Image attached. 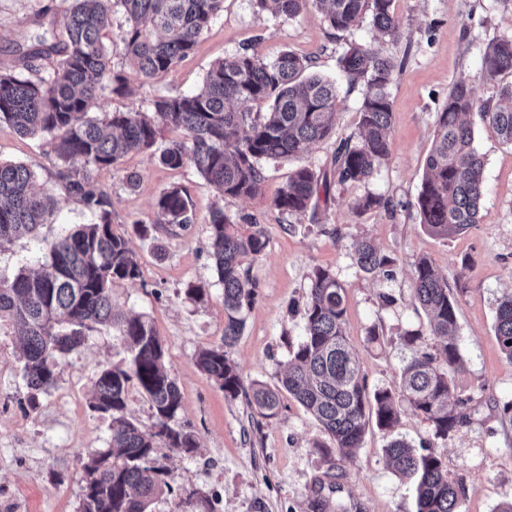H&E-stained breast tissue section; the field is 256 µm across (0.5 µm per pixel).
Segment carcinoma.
Segmentation results:
<instances>
[{
    "mask_svg": "<svg viewBox=\"0 0 512 512\" xmlns=\"http://www.w3.org/2000/svg\"><path fill=\"white\" fill-rule=\"evenodd\" d=\"M394 0H257L262 9L288 19L312 5L321 10L329 29L344 32L370 18L383 36H399ZM126 15L119 34L124 56L138 74L151 79L174 70L192 53L204 31L221 11L223 0H70L65 39L44 31L23 53L21 70L0 73V123L23 135L51 138L58 160L56 176L66 196L94 217L60 235L48 246L35 270L22 269L0 280V318L18 329L20 361L29 403L57 382L59 359L81 347L97 326L117 329L131 351L126 368H105L92 384L90 407L111 418L109 448L84 465L78 512H148L155 496L170 488L169 473L157 465V451L170 448L189 455L195 434L175 428L181 393L165 364L164 343L153 324L141 316L114 311L112 286L140 277L138 259L127 240L112 227V202L94 188L92 172L110 168L132 152L153 148L162 132L178 137L161 149L158 161L168 168L195 167L224 196L255 195L264 180L263 162L287 157L311 143L329 138L335 128L336 83L310 74L309 60L292 51L266 61L242 52L213 64L195 92L154 97L145 110L92 115L101 92L129 94L124 70L111 65L104 42L112 25V6ZM56 57L46 74L41 61ZM338 66L352 85L363 86L358 109V137L336 148L338 186L364 182L389 158L392 109L389 88L397 63L372 48L352 45ZM512 75V38H500L485 49L481 76L495 80ZM492 127L512 144V82L497 86L496 101L479 104L468 77L457 79L438 113L431 149L417 197L421 223L432 235L448 239L481 220L484 161L474 147V121ZM35 174L20 162H0V244L50 223L57 202L33 190ZM330 181L312 168H296L273 200L276 209L303 213L319 199L329 200ZM380 196L358 198L357 212L387 208ZM157 223L185 230L194 223L185 192L172 186L156 201ZM212 257L224 287L227 321L220 345L203 349L197 366L235 398L242 381L228 349L240 336V313L250 304L255 284L242 274L243 258L264 254L263 228L249 216H229L218 208L210 216ZM238 224L247 225L241 232ZM356 263L368 275L385 273L395 260L368 239L359 242ZM413 297L427 317L433 350L417 349L422 333L401 336L414 349L400 373L398 392L368 390L356 349L344 333L345 289L326 268L314 271L305 311V334L291 354L275 387L259 385L250 406L265 417L279 410L285 391L300 403L328 435L337 452L350 455L360 447L370 421L392 434L384 448L391 471L412 482L415 512H462L467 494L463 477L451 475L435 454L417 451L393 435L401 419L400 401L441 439L465 419L471 397L457 390L455 375L462 355L455 338L460 293L448 288L427 257L414 264ZM494 332L512 360V294L501 298ZM136 383L156 418L152 431L141 430L128 411L130 383Z\"/></svg>",
    "mask_w": 512,
    "mask_h": 512,
    "instance_id": "obj_1",
    "label": "carcinoma"
}]
</instances>
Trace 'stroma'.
Returning <instances> with one entry per match:
<instances>
[{"mask_svg": "<svg viewBox=\"0 0 512 512\" xmlns=\"http://www.w3.org/2000/svg\"><path fill=\"white\" fill-rule=\"evenodd\" d=\"M68 0H0V73L17 70L16 50L28 47L42 29L64 36ZM398 39L381 38L370 21L345 32L330 30L319 11L288 19L260 10L255 0H224L222 11L196 51L176 69L143 80L129 72L132 93H103L101 111L144 107L154 97L201 87L210 65L250 51L265 60L290 50L309 58L315 73L334 77L338 60L359 43L396 59L390 87L392 152L368 180L333 188L334 202L302 214H288L273 199L297 167L332 174L340 140L358 134L361 87L341 85L333 136L301 154L264 165L265 179L249 198L223 196L192 165L161 166L148 152L132 153L94 175L112 200V225L125 236L141 275L112 288L116 312L145 317L165 347V363L182 397L175 426L192 430L199 446L189 456L163 448L158 462L168 468L169 490L151 512H414L413 488L387 467L385 431L369 426L361 447L349 457L325 462L329 438L294 398L283 396L276 417L265 419L247 398L255 385L275 386L290 352L305 330V308L315 268L331 270L346 289L344 331L358 351L369 389H396L412 351L400 336L422 331L421 348L431 349L427 319L413 299V265L429 257L451 288L461 289L457 343L463 364L456 382L471 401L464 423L448 439L403 407L396 429L413 446L432 448L450 474L464 476L463 512H494L512 499V424L501 418L512 399V361L493 332L497 304L512 289V145L484 124L474 126V145L484 159L481 222L469 232L444 239L420 222L416 198L431 147L437 114L452 84L472 80L478 102L496 88L480 79L483 53L493 40L512 37V0H394ZM0 161L21 162L36 174L38 192L53 195L57 209L36 237L0 246V277L44 261L46 244L78 224L92 223L81 204L67 198L56 178L57 158L48 138L23 136L0 124ZM139 173L128 187L127 172ZM182 187L195 222L171 234L157 223L155 204L168 187ZM373 194L392 210L352 211L356 198ZM256 218L266 233L264 254L245 261L242 271L255 285L242 311L243 330L229 351L243 389L225 396L196 365L198 352L224 338V288L210 256L209 219L215 209ZM370 238L395 264L390 274L371 276L355 260L361 238ZM378 343L367 341L370 327ZM129 351L119 333L89 331L82 347L62 357L56 385L30 407L19 360V339L9 318L0 319V512H77L83 466L108 448L107 415L89 405L97 374L122 367Z\"/></svg>", "mask_w": 512, "mask_h": 512, "instance_id": "1", "label": "stroma"}]
</instances>
